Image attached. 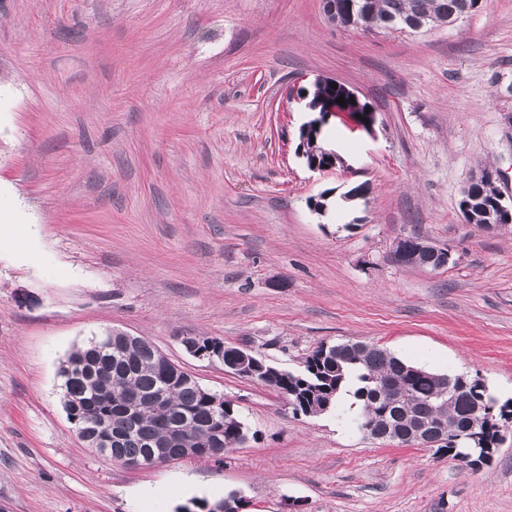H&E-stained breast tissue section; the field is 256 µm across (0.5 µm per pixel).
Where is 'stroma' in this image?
<instances>
[{"label":"stroma","instance_id":"obj_1","mask_svg":"<svg viewBox=\"0 0 512 512\" xmlns=\"http://www.w3.org/2000/svg\"><path fill=\"white\" fill-rule=\"evenodd\" d=\"M320 77L376 113L370 134L331 119L329 173L296 155V93ZM484 166L512 198V0L420 34L331 25L321 0H0V512H181L231 493L241 512H512V432L475 471L364 438L345 402L293 416L181 343L293 371L361 341L512 398V224L458 209ZM411 234L452 262L394 263ZM113 330L231 400L247 442L143 469L95 454L60 370ZM197 337L198 336H186L181 340L184 348L192 355L208 358L217 357L222 360L224 355V360H234L233 353L231 352V349L233 348L232 346H225L224 342L215 338ZM198 339L202 341L205 349L210 347L215 351L217 348H222L223 351L222 349H218L214 353L212 349L208 351L202 350L200 349L201 344ZM235 354L236 358L230 365L232 373L254 382L256 380V374L259 372V369L265 360L257 356L255 353L241 348H237Z\"/></svg>","mask_w":512,"mask_h":512}]
</instances>
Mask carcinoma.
I'll return each mask as SVG.
<instances>
[{"mask_svg":"<svg viewBox=\"0 0 512 512\" xmlns=\"http://www.w3.org/2000/svg\"><path fill=\"white\" fill-rule=\"evenodd\" d=\"M481 0H336L338 24L345 28L360 21L368 29L408 30L419 25L450 22L465 9L475 13ZM472 219L486 224L487 207L498 199L492 180L470 189ZM424 237L400 241L405 267L433 268V254L422 247ZM63 397L73 406L68 417L82 425L90 415L108 414L103 431L120 439L114 451L146 456L153 444L165 440L171 453L198 448L213 456L210 442L220 431L224 450L244 444L247 427L231 401L204 393L187 376L171 377V365L151 342H130L118 334L100 336L74 351L62 365ZM359 386L354 397L361 412L355 426L365 437L380 443L408 445L415 424L427 431L445 428L438 451L472 466L469 458L490 462L499 445V431L512 421V400L499 402L485 383L466 374L452 376V396L439 402L441 384L435 374L412 365L382 347L346 341L321 344L294 370L274 369L271 388L288 401L293 415L316 416L338 404V394L349 375ZM133 392L141 400L139 417L130 424L118 397Z\"/></svg>","mask_w":512,"mask_h":512,"instance_id":"1","label":"carcinoma"}]
</instances>
